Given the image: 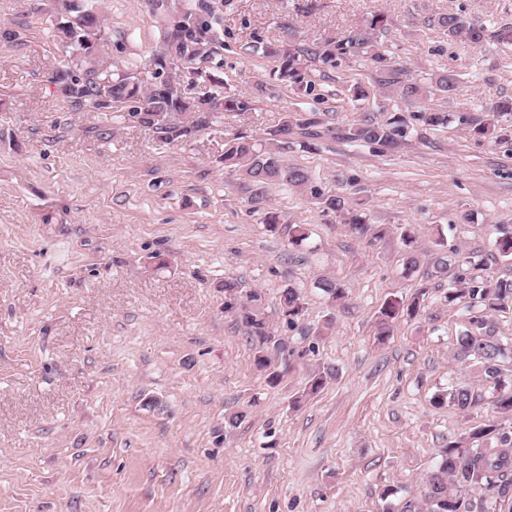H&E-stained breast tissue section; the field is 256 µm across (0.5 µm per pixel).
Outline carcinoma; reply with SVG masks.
Listing matches in <instances>:
<instances>
[{"label":"carcinoma","instance_id":"obj_1","mask_svg":"<svg viewBox=\"0 0 512 512\" xmlns=\"http://www.w3.org/2000/svg\"><path fill=\"white\" fill-rule=\"evenodd\" d=\"M100 0H53L48 13L55 35L63 42L68 55L58 66L52 81L66 102L75 110L92 108L122 117L128 104H135L129 116L157 134V139L170 144L189 141L201 131L224 122V113L239 115L249 111V103L241 97L224 95L223 80L209 72L203 75L208 90L188 96L181 90L184 66L207 61L218 42L219 22L215 13L186 5L172 24L164 27L162 37L146 66L152 68L151 79L135 73H116L109 59V39L104 34L105 18ZM440 28L448 39L463 47H477L485 39L486 28L473 19L456 13L440 14L427 19ZM385 30V17L371 15L365 26L339 38H328L312 45L299 43L294 35L261 46L264 57L278 63L281 80L307 93L314 91L304 83V62L316 60L330 69L351 56H363L381 74V85L398 91L403 97L424 99L433 92L448 93L455 89L456 74L441 73L427 88L413 81L408 70L392 61L376 44L377 34ZM512 114V97L502 98L485 108L482 115L467 117L464 123L473 135L496 138L497 118ZM328 128L315 112H292L268 137L258 141L247 135H236L224 141V167L238 173L248 185L249 203L260 214L261 223L270 231L285 229L288 242L300 247L308 239L300 224H284L281 215L267 203L266 192L275 183L304 187L309 181L306 170L285 163L289 144L314 150ZM406 119L396 113L385 119H367L346 132V138L390 149L400 147L410 137ZM322 212L342 218L343 223L361 237L382 236V231L368 224L363 213L347 198L336 194L319 196ZM407 247L405 268L419 263L415 247L416 232H401ZM453 260H448V255ZM478 263L461 256L456 249L442 253L434 262L439 279L448 280L444 299L450 306L467 310L466 329L456 339L453 359L474 367L476 383L455 384L448 392L437 395L434 404L450 403L462 413L485 407L492 420L471 428L448 442L440 454L434 471L428 476L424 500L407 501L401 512H512V373L505 372L502 362L508 348L497 334L495 314L512 309V279H493L477 274ZM229 295L224 310L235 313L258 342L255 360L258 366H269L264 346L273 339L264 298L254 291L239 298L238 284L224 282ZM419 299L403 304L397 298L385 301L377 316V335L383 340L400 318L419 313ZM301 293L289 285L281 291L279 313L295 324L304 315Z\"/></svg>","mask_w":512,"mask_h":512}]
</instances>
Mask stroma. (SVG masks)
Segmentation results:
<instances>
[{
  "label": "stroma",
  "mask_w": 512,
  "mask_h": 512,
  "mask_svg": "<svg viewBox=\"0 0 512 512\" xmlns=\"http://www.w3.org/2000/svg\"><path fill=\"white\" fill-rule=\"evenodd\" d=\"M220 18L213 58L228 95L251 108L188 142L164 144L127 118L77 111L51 78L65 56L39 0H0V512H384L421 501L448 441L484 423L433 405L469 382L453 360L464 315L445 305L432 262L457 248L488 276L512 279L494 243L512 230V116L497 140L459 123L512 96V0H205ZM112 63H146L168 13L151 0H104ZM454 12L480 21L465 48L428 26ZM375 13L378 40L414 79L451 71L457 88L422 104L377 88L362 58L326 69L300 94L276 66L245 51L296 30L303 43L360 29ZM372 88L354 100L351 81ZM454 114L444 127L425 107ZM315 111L329 129L318 149L292 145L305 188L273 186L284 223L308 228L302 247L266 230L241 179L225 169V140L257 139L289 112ZM399 113L411 137L395 152L345 139L353 124ZM364 203L380 238H361L316 192ZM421 256L404 273L401 227ZM345 290L332 303L318 288ZM258 291L274 331L270 369L257 367L245 326L224 309V283ZM306 312L279 315L286 286ZM429 292L419 315L378 341L376 316L392 297ZM330 330H323L324 321ZM334 379L304 395L309 373ZM280 375L269 384V371Z\"/></svg>",
  "instance_id": "obj_1"
}]
</instances>
